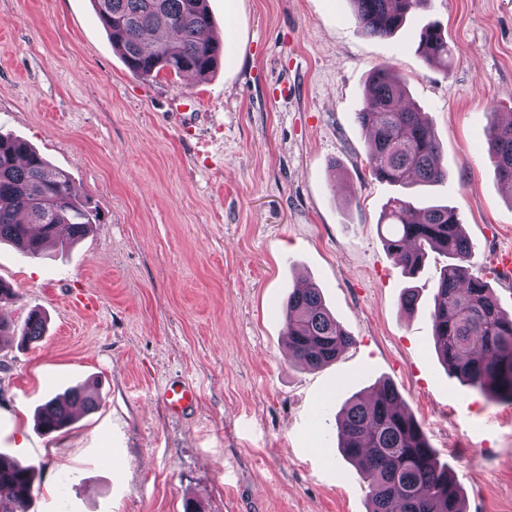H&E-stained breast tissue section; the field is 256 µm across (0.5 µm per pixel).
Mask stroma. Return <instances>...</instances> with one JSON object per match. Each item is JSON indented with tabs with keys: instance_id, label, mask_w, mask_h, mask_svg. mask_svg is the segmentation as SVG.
Segmentation results:
<instances>
[{
	"instance_id": "1",
	"label": "stroma",
	"mask_w": 512,
	"mask_h": 512,
	"mask_svg": "<svg viewBox=\"0 0 512 512\" xmlns=\"http://www.w3.org/2000/svg\"><path fill=\"white\" fill-rule=\"evenodd\" d=\"M221 45L207 79L132 76L93 0H0V133L68 172L98 222L29 259L0 244L17 299L0 319L47 317L26 347L0 340V453L34 466L29 512H368L337 448L336 415L391 381L464 494L512 512V403L451 377L430 312L447 259L408 277L379 227L378 180L355 119L371 71L407 85L447 150L425 196L459 212L470 265L512 311V200L488 158L493 112H512V0H430L389 38L348 0H208ZM439 22L449 72L418 46ZM197 113L194 139L174 117ZM316 284L355 344L328 366L288 359L289 288ZM417 307L401 306L405 288ZM88 294L92 311L72 300ZM194 388L183 415L163 403ZM84 387L99 409L37 431V406ZM165 404L172 413H180L196 401V393L189 385L183 383L178 388L170 386L164 392Z\"/></svg>"
}]
</instances>
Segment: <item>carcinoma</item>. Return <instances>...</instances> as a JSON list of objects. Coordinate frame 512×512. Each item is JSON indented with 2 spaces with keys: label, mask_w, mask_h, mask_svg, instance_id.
<instances>
[{
  "label": "carcinoma",
  "mask_w": 512,
  "mask_h": 512,
  "mask_svg": "<svg viewBox=\"0 0 512 512\" xmlns=\"http://www.w3.org/2000/svg\"><path fill=\"white\" fill-rule=\"evenodd\" d=\"M112 47L140 79L161 71L205 79L220 58L219 44L203 38L212 20L207 0H93ZM362 31L385 38L428 0H349ZM419 50L443 72L452 50L436 23L421 32ZM405 87L390 67H376L363 106L356 113L366 133V161L376 178L398 188L384 213L388 253L414 275L430 252L448 257L434 294L431 320L437 353L448 373L484 394L512 402V313L503 309L482 277L467 265L469 240L459 213L446 205H424L407 193L414 185L448 179L442 145L425 114L402 104ZM488 155L502 189L512 197V115L493 113ZM95 223L76 198L70 175L51 167L26 141L0 135V243L28 257L43 247H66ZM288 358L316 369L335 361L354 338L324 307L313 284L292 288L286 300ZM46 319L33 309L20 325L0 319V337L27 345L39 340ZM98 406L96 397L71 388L40 406L36 422L44 434L68 429L71 410ZM338 445L359 470L368 489V512H466L454 475L438 461L427 431L404 405L395 385L383 380L369 398L347 403L336 419ZM35 470L0 457V512H28Z\"/></svg>",
  "instance_id": "obj_1"
}]
</instances>
